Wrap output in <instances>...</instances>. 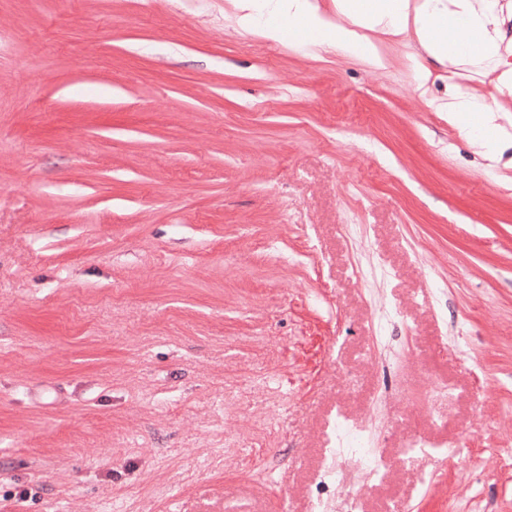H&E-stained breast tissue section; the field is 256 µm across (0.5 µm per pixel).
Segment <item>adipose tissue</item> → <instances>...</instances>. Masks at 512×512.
Masks as SVG:
<instances>
[{
    "instance_id": "obj_1",
    "label": "adipose tissue",
    "mask_w": 512,
    "mask_h": 512,
    "mask_svg": "<svg viewBox=\"0 0 512 512\" xmlns=\"http://www.w3.org/2000/svg\"><path fill=\"white\" fill-rule=\"evenodd\" d=\"M333 2L332 15L316 0H234V7L241 28L270 40L288 33L314 51L357 57L374 69L386 68L387 61L363 32L397 36L413 31L421 53L436 63L495 78L502 99L493 106L476 93L449 88L452 121L478 112L488 125L495 112L505 111V98H512V67L502 60L501 21L504 14L512 15V0H419L415 6L410 0Z\"/></svg>"
}]
</instances>
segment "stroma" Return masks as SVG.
<instances>
[{"label": "stroma", "mask_w": 512, "mask_h": 512, "mask_svg": "<svg viewBox=\"0 0 512 512\" xmlns=\"http://www.w3.org/2000/svg\"><path fill=\"white\" fill-rule=\"evenodd\" d=\"M234 14L0 0V512H512V111ZM449 101L447 110L449 118L453 122L460 120L470 113H482L484 125H490L494 120V112H508L504 101H496L495 107L487 105L479 95L474 92H462L458 87L448 89Z\"/></svg>", "instance_id": "stroma-1"}]
</instances>
